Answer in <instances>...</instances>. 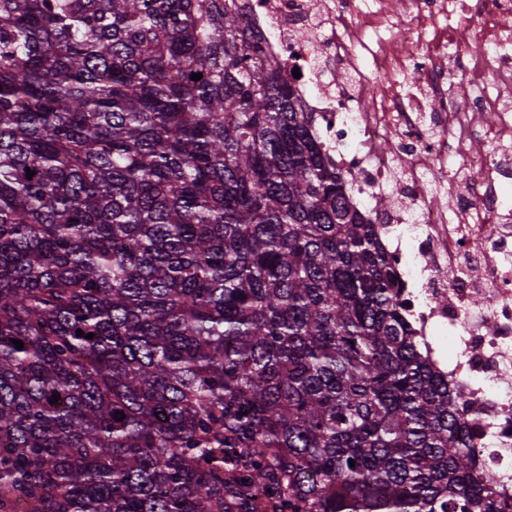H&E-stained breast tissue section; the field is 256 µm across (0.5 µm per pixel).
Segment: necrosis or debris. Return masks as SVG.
Returning a JSON list of instances; mask_svg holds the SVG:
<instances>
[{
  "mask_svg": "<svg viewBox=\"0 0 512 512\" xmlns=\"http://www.w3.org/2000/svg\"><path fill=\"white\" fill-rule=\"evenodd\" d=\"M248 2L267 53L298 72L347 194L364 197L415 335L461 391L468 443L512 505V0Z\"/></svg>",
  "mask_w": 512,
  "mask_h": 512,
  "instance_id": "4bbe7bcc",
  "label": "necrosis or debris"
}]
</instances>
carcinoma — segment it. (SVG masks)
I'll return each mask as SVG.
<instances>
[{"instance_id":"carcinoma-1","label":"carcinoma","mask_w":512,"mask_h":512,"mask_svg":"<svg viewBox=\"0 0 512 512\" xmlns=\"http://www.w3.org/2000/svg\"><path fill=\"white\" fill-rule=\"evenodd\" d=\"M313 126L244 0H0V512H503Z\"/></svg>"}]
</instances>
